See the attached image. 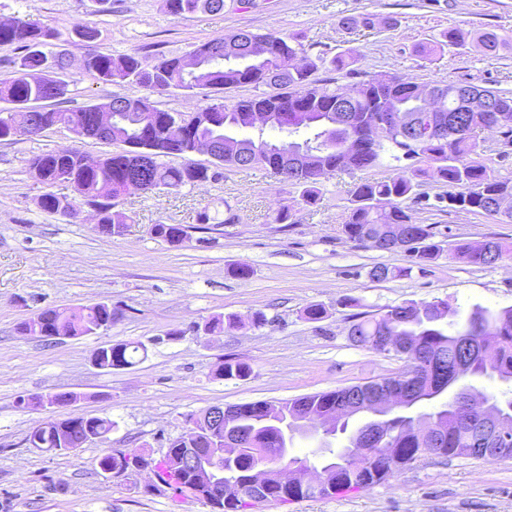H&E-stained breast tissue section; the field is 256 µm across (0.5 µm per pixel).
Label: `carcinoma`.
<instances>
[{
  "instance_id": "1",
  "label": "carcinoma",
  "mask_w": 512,
  "mask_h": 512,
  "mask_svg": "<svg viewBox=\"0 0 512 512\" xmlns=\"http://www.w3.org/2000/svg\"><path fill=\"white\" fill-rule=\"evenodd\" d=\"M164 7L174 16L198 11L218 14L224 11V0H164ZM373 25L368 15L348 14L339 20V26L346 31ZM56 38L58 33L54 29L35 21L14 18L8 23L0 22V45H14L23 52L19 59L0 65V102L5 103L0 107V135L39 136V128L34 124L38 115L46 126L81 128L94 139L126 146L123 151L99 160L94 167L88 166L84 154L74 148L66 152L48 151L29 160L30 172L44 183L62 178L84 197L108 199L100 207V224L126 223V215L116 209L113 200L131 192L177 189L216 178L218 173L203 165L175 167L164 161L170 155L192 153L196 139L206 136L212 137L214 161L222 165L272 170L279 167L278 147L286 145L315 155L312 168L294 176H281V181L299 192L301 201L308 206L321 201L323 192L319 183L328 172L361 171L383 164L386 158L398 162L403 154L425 164L408 175L402 172L395 177L354 184L347 191L348 206L342 224L347 239L362 244L368 237L372 239L370 247L384 251L397 249L387 236V228L403 225L406 231L403 250L420 267L435 260L442 248L434 241L429 225L417 223L408 206V201L419 196L418 177L424 175L432 183L448 187V201L460 211L496 217L497 200L512 199V181L498 179L477 160L480 132L490 123L497 124L501 136L512 144V93L507 90L485 89L495 98L498 111L464 112L462 98L452 82L420 84L406 76L365 81L350 95L342 113L346 123L344 134L354 138L358 147L357 157L349 159L336 152L340 133L334 129L336 100L344 91L318 84L314 75L322 69L336 72L348 69L354 59L352 51L313 58L306 54L301 43L290 37L239 30L193 46L192 51L203 56V66L194 76L182 70L180 55L164 56L149 65L136 52L119 55L93 52L87 56L81 75L100 84L134 85L146 94L134 98L114 96L107 102L78 108L47 109L38 103L63 100L70 94V86L77 84V80L69 77L68 55L61 51L49 55L44 51ZM505 43L506 38L495 31L480 35L481 47L489 57L496 56ZM428 86L434 90L432 98L439 108L438 116L448 125L447 137L420 135L407 143L397 130H389L375 139L370 137L371 128L388 112H400L410 120L418 118L422 111L421 94ZM239 87L251 88L252 94L225 102L222 93ZM171 90H181L187 95L207 91L206 102L194 110L197 127L176 148L164 136V123L176 120L178 113L163 110L152 100L153 95ZM106 109L116 115L109 129L99 127L95 119L97 113ZM39 206L75 221L80 217L73 204L51 192L42 195ZM153 230L157 237L171 244L186 238L185 229L177 224H156ZM453 254L468 264L493 265L502 258L503 248L489 240L481 250L457 244ZM114 318L115 312L102 302L78 309L48 306L21 322L17 331L22 336L35 337L51 328L59 336L81 338L112 327ZM234 326V319L219 316L208 321L205 330L210 335H219ZM386 329L393 336H405L439 351L445 359V371L455 367L460 358L455 337L484 336L492 357L487 362L476 360L470 365L463 376L470 382L469 390H474L471 381L478 379L512 382V308L491 310L477 305L463 318L446 300L404 302L387 306L376 316L356 319L349 336L360 337V345L384 354L386 350L376 347L374 338ZM145 352L146 345L139 341H116L109 347L102 344L94 349L92 360L104 368H131L141 361L140 354ZM251 373L250 364L240 360L222 361L214 371L215 377L224 379H245ZM342 393L343 390L337 389L278 405L269 403L268 412L282 421L295 406L304 403L312 408L311 426L316 428ZM255 406L254 402L236 406L231 426L265 443L256 448L255 455L247 454L241 461L224 464L228 468L224 480L243 488L249 484L252 463L272 470L282 461L280 431L260 421ZM419 418L434 421L444 430L445 440L438 447L421 443L412 433L414 417L404 411L395 412L388 429L395 447L402 449L399 462L384 459L378 448H354L353 434L338 452L329 445L324 447L334 462V470L332 484L320 496L372 488L421 458L470 455L468 436L458 426L453 401L442 402ZM200 420L193 412L184 415L187 428L169 440L162 459L156 461L136 448L115 451L101 457V471L126 478L135 473L134 461L140 460L152 467L156 485L179 494L189 490L197 499L208 503L213 512H251L266 498L228 500L224 498V487L212 489L199 484L182 466V450L189 442L210 459L222 451L213 438L204 434L194 437L193 426L199 425ZM114 427L116 422L108 416L78 415L34 427L27 441L44 452H74L88 442L104 438Z\"/></svg>"
}]
</instances>
